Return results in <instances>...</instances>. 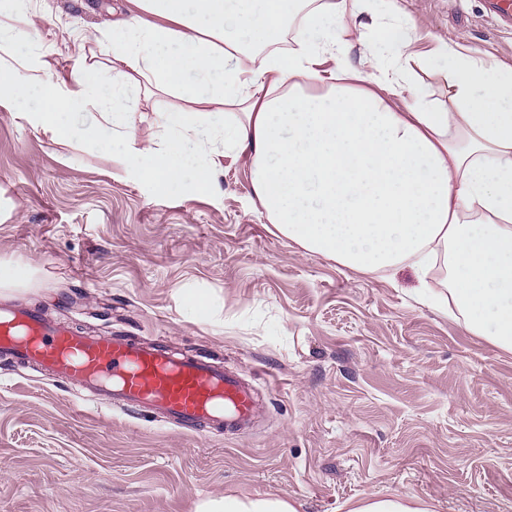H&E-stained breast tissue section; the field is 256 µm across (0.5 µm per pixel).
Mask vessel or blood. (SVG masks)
Segmentation results:
<instances>
[{"instance_id":"vessel-or-blood-1","label":"vessel or blood","mask_w":512,"mask_h":512,"mask_svg":"<svg viewBox=\"0 0 512 512\" xmlns=\"http://www.w3.org/2000/svg\"><path fill=\"white\" fill-rule=\"evenodd\" d=\"M0 357L187 431L238 432L255 413L253 387L218 364L127 336H96L24 306L0 307Z\"/></svg>"}]
</instances>
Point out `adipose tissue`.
<instances>
[{
  "label": "adipose tissue",
  "mask_w": 512,
  "mask_h": 512,
  "mask_svg": "<svg viewBox=\"0 0 512 512\" xmlns=\"http://www.w3.org/2000/svg\"><path fill=\"white\" fill-rule=\"evenodd\" d=\"M384 2L372 23L394 53L390 65L368 45L349 61L336 30L360 7L346 0H128L127 18L112 27V58L132 78L83 68L66 93L30 58L0 74V87L38 100V119L62 135L63 114L94 100L114 133L93 130L90 144L119 145V162L161 193L188 177L197 191H215L217 158L249 151L254 195L282 236L363 272L411 263L430 306L456 307L471 333L512 352V67L442 45L447 104L417 89L398 107L415 24L397 0ZM296 18L302 38L273 52ZM137 74L198 106L166 112L163 141L142 147L130 113L110 110ZM225 104L239 108L235 123H224ZM439 264L446 280L430 276ZM197 512L297 508L227 496Z\"/></svg>",
  "instance_id": "ef3b65f1"
}]
</instances>
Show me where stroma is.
<instances>
[{
    "label": "stroma",
    "mask_w": 512,
    "mask_h": 512,
    "mask_svg": "<svg viewBox=\"0 0 512 512\" xmlns=\"http://www.w3.org/2000/svg\"><path fill=\"white\" fill-rule=\"evenodd\" d=\"M490 0H398L415 48L450 43L512 67V28ZM122 0H0V27L62 91L111 66ZM166 93L127 102L137 142H160ZM0 97V304L43 308L103 336L161 343L253 385L248 431L187 432L105 404L78 406L54 377L0 362V512H196L227 495L298 512H349L394 493L430 512H512V352L461 314L423 304L416 269L364 273L282 237L250 159L219 158V187L166 195L84 131Z\"/></svg>",
    "instance_id": "stroma-1"
}]
</instances>
